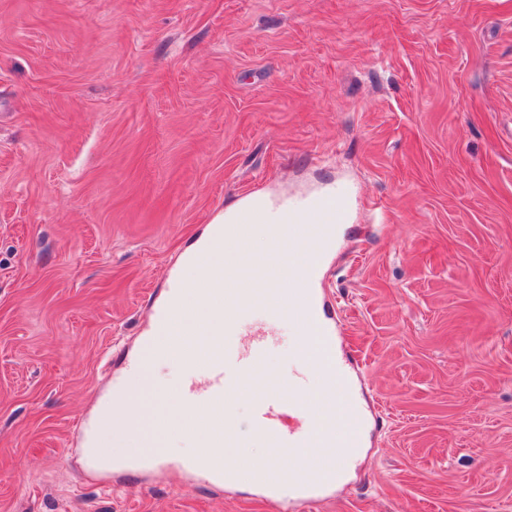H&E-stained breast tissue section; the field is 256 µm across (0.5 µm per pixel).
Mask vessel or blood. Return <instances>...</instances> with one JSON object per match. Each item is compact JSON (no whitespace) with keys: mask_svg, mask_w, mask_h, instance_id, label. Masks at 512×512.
<instances>
[{"mask_svg":"<svg viewBox=\"0 0 512 512\" xmlns=\"http://www.w3.org/2000/svg\"><path fill=\"white\" fill-rule=\"evenodd\" d=\"M233 230L230 224L214 225L207 248L191 254L190 262L205 266L208 247L216 246ZM270 230L279 259L266 264V277L276 281L288 271L293 279L289 287L272 290L274 303L268 308V321L242 333L226 327L225 333L231 338L227 344L211 341L181 347L180 353L189 369L200 368L206 373L203 383L189 378L174 392L186 405L198 408V417L176 415L160 420L151 408H144L141 416L149 424L150 448L113 462L114 470L138 473L162 469L165 465L162 450L178 426L202 439L201 451L179 462L181 471L201 475L211 486L223 488L228 494L240 486H249L275 512H308L313 505L331 499L337 486L356 466L358 450L340 448L330 427L331 419L336 416V403L340 400L348 403L360 426L374 423L375 418L371 408L363 407L359 401L362 380L358 361L337 349L339 329L325 316V301L317 288L323 265L338 248L335 220L325 217L317 224H292L285 230L274 224ZM246 292L245 284L240 281L216 288L206 279L199 287L191 288L181 278L168 276L164 299L150 305V333L144 337L136 361L129 365L130 376L113 379V392H125L134 384L151 385L154 361L172 353L171 347L162 346L161 341L188 307L216 309L227 297L239 298ZM284 317L294 321L303 335L316 337L318 353L314 356L298 353L295 363L299 372L289 382L293 399L277 392L264 394L256 407L253 427L273 448L299 453L301 462L288 475L261 462L227 468L224 451L232 447L233 438L225 426L224 405L236 389L238 378L246 376L272 348L276 324ZM285 408L290 409L297 421L296 426L288 429L281 421V411ZM110 417V408H103L87 430L86 454L90 466L97 467L103 462L94 437L99 429L107 426Z\"/></svg>","mask_w":512,"mask_h":512,"instance_id":"b4317fda","label":"vessel or blood"}]
</instances>
